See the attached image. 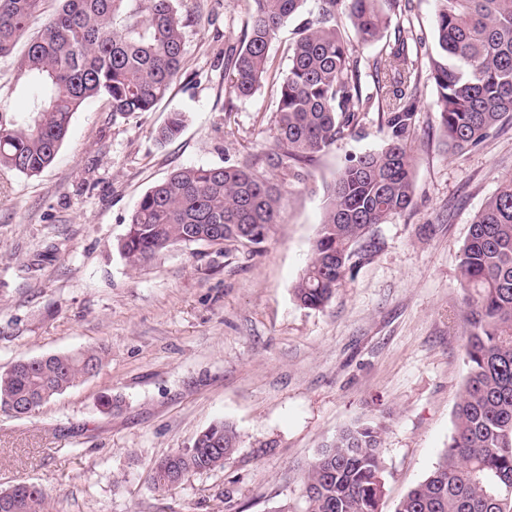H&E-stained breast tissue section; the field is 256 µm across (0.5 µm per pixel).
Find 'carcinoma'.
<instances>
[{"mask_svg": "<svg viewBox=\"0 0 512 512\" xmlns=\"http://www.w3.org/2000/svg\"><path fill=\"white\" fill-rule=\"evenodd\" d=\"M44 0H0V58L40 19ZM307 0H253L239 49L225 67L229 87L248 98L269 76V49L281 26ZM293 43L279 85L277 163L293 176L336 141L356 133L374 101L385 104V143L351 156L327 190L321 227L293 289L299 305L326 306L336 289L378 249L373 227L413 203L412 139L423 72L439 101V129L452 152L479 146L489 131L512 120V0H435L437 56L422 63L412 28L397 27L388 67L375 68V93H363L353 46L336 16L344 14L364 44L377 41L403 15L402 0H319ZM174 0H63L61 9L31 38L19 77L35 90L18 117L0 112V167L34 176L49 167L66 139L71 118L102 98L112 118L151 112L178 78L184 28ZM184 126L171 113L156 132L164 144ZM277 185L246 164L188 166L151 187L130 215L118 247L133 267L180 245H258L279 223ZM242 224L260 228L247 239ZM460 273L468 289L467 375L455 410V433L423 481L395 512H512V178L487 199L470 225ZM106 360L95 348L20 360L0 372V410L30 416L80 379L98 374ZM382 421L357 420L336 433L309 464L302 512H381L385 465ZM239 444L221 422L188 448L156 460L149 482L157 491L178 486L189 473L224 465ZM3 512H50L51 498L33 483L0 493Z\"/></svg>", "mask_w": 512, "mask_h": 512, "instance_id": "obj_1", "label": "carcinoma"}]
</instances>
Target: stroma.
<instances>
[{
	"instance_id": "stroma-1",
	"label": "stroma",
	"mask_w": 512,
	"mask_h": 512,
	"mask_svg": "<svg viewBox=\"0 0 512 512\" xmlns=\"http://www.w3.org/2000/svg\"><path fill=\"white\" fill-rule=\"evenodd\" d=\"M185 29L182 71L152 112L113 118L93 99L76 112L54 162L26 177L0 170V370L20 359L105 349L94 377L30 417L0 411V488L26 481L53 512H270L301 502V480L323 444L351 422L386 424L382 512L432 469L455 432L466 375L467 292L462 248L476 212L512 177V121L478 147L450 152L438 95L421 83L413 206L375 227L379 248L321 309L293 288L320 229L326 189L348 157L384 143L377 110L295 177L276 165L278 77L318 0L270 45L278 72L248 98L224 77L253 0H177ZM364 91L383 41L362 45L346 16ZM18 42L0 59V112H27ZM186 116L159 144L169 113ZM248 164L283 196L281 222L260 245L177 246L131 268L117 244L141 197L173 170ZM112 398L103 412L101 396ZM226 421L240 442L223 467L188 474L166 492L153 463Z\"/></svg>"
}]
</instances>
